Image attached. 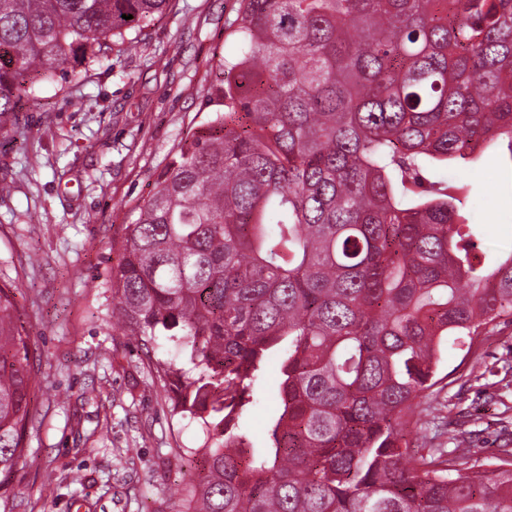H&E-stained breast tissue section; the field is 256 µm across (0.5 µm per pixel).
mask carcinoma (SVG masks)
Masks as SVG:
<instances>
[{"label":"carcinoma","mask_w":512,"mask_h":512,"mask_svg":"<svg viewBox=\"0 0 512 512\" xmlns=\"http://www.w3.org/2000/svg\"><path fill=\"white\" fill-rule=\"evenodd\" d=\"M169 0H0V129L74 63L109 57ZM129 15L126 20L122 15ZM207 129L128 225L113 325L163 341L172 410L205 434L182 512H512V451L419 454L448 337L512 317L471 187L446 170L508 140L512 0H244ZM0 287V498L32 414L30 336ZM275 370L264 448L245 419Z\"/></svg>","instance_id":"carcinoma-1"}]
</instances>
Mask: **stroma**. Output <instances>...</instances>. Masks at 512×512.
<instances>
[{"mask_svg": "<svg viewBox=\"0 0 512 512\" xmlns=\"http://www.w3.org/2000/svg\"><path fill=\"white\" fill-rule=\"evenodd\" d=\"M242 0H170L132 46H114L20 103L0 136V285L34 351L27 451L0 512H180L194 480L198 423L172 410L157 375L172 359L112 326L110 272L129 224L177 147L210 118L218 61L233 45ZM479 242L512 249V171L488 155L461 171ZM512 321L473 346L443 350L439 404L419 405L410 448L454 449L479 436L478 466L512 448ZM275 372L258 387L244 431L264 446L279 414Z\"/></svg>", "mask_w": 512, "mask_h": 512, "instance_id": "1", "label": "stroma"}]
</instances>
